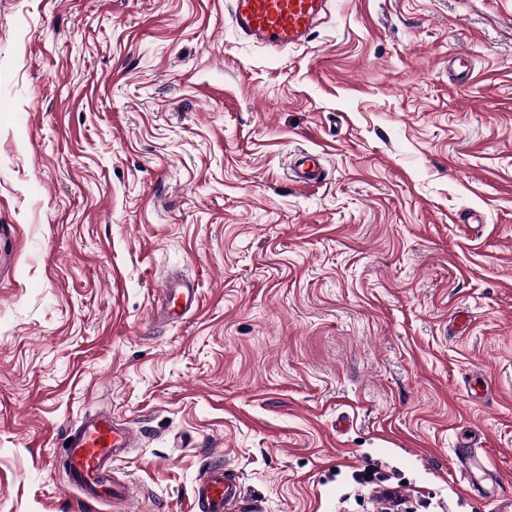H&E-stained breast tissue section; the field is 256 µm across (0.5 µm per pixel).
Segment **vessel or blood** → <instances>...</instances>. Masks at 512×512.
Here are the masks:
<instances>
[{
	"instance_id": "obj_1",
	"label": "vessel or blood",
	"mask_w": 512,
	"mask_h": 512,
	"mask_svg": "<svg viewBox=\"0 0 512 512\" xmlns=\"http://www.w3.org/2000/svg\"><path fill=\"white\" fill-rule=\"evenodd\" d=\"M327 3L328 0H232L233 22L245 37L263 44L275 48L296 46L307 41ZM292 178L300 185L321 182L320 154H302ZM15 233V225H0V274L14 265ZM197 306L198 288L194 281H168L158 291L153 316L159 321H174ZM66 436L69 443L57 462L66 487L77 492L83 501L107 503L116 512H128L137 501L138 492L132 481L116 478L114 465L138 447V434L110 412L97 411L69 425ZM454 455L465 473L483 465L471 443L459 442ZM192 503L197 512H262L258 507L244 510L237 476L221 465L208 466L192 491Z\"/></svg>"
}]
</instances>
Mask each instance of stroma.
<instances>
[{"label": "stroma", "mask_w": 512, "mask_h": 512, "mask_svg": "<svg viewBox=\"0 0 512 512\" xmlns=\"http://www.w3.org/2000/svg\"><path fill=\"white\" fill-rule=\"evenodd\" d=\"M230 3L0 0V512H110L53 467L95 409L140 436L132 512H192L218 456L263 512H370L366 468L504 512L512 0H331L280 51ZM177 272L198 309L153 323ZM292 178L294 182L300 185H311L323 181V166L320 154H302L296 162ZM16 227L13 224L0 225V275L10 270L14 262L11 259L14 254V236ZM475 447L470 442H459L457 448H454V455L456 457L458 467L461 471L473 474L474 468H479L483 471L484 476H489L484 463L480 459V456L472 449Z\"/></svg>", "instance_id": "1"}]
</instances>
